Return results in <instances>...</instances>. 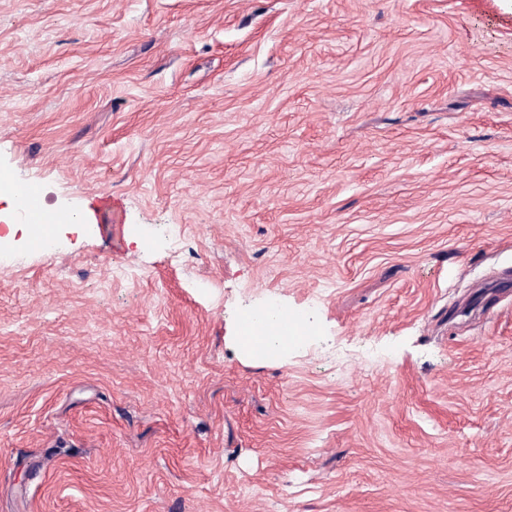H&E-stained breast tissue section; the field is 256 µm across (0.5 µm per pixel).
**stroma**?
I'll list each match as a JSON object with an SVG mask.
<instances>
[{
	"mask_svg": "<svg viewBox=\"0 0 512 512\" xmlns=\"http://www.w3.org/2000/svg\"><path fill=\"white\" fill-rule=\"evenodd\" d=\"M0 177V512H512V0H0ZM17 196L22 203L23 221L28 224H48L50 219L43 214L38 207V189L30 183L20 184L16 186Z\"/></svg>",
	"mask_w": 512,
	"mask_h": 512,
	"instance_id": "1",
	"label": "stroma"
}]
</instances>
